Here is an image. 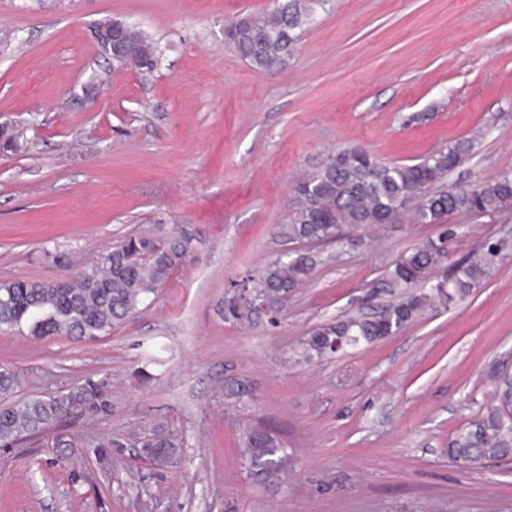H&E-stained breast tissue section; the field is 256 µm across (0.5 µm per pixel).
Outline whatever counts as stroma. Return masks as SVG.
Masks as SVG:
<instances>
[{"instance_id": "obj_1", "label": "stroma", "mask_w": 512, "mask_h": 512, "mask_svg": "<svg viewBox=\"0 0 512 512\" xmlns=\"http://www.w3.org/2000/svg\"><path fill=\"white\" fill-rule=\"evenodd\" d=\"M273 0H0V123L24 150L0 154V280L83 272L133 232L193 238L182 267L98 341L0 329V365L27 396L111 376L112 413H74L75 443L0 447V512H512V455L462 465L454 433L512 374V254L464 301L433 304L397 335L319 361L301 344L321 322L371 316L396 257L451 233L456 261L512 242V209L407 219L362 248L319 246L278 326L224 318L230 282L292 251L276 225L293 186L328 155L362 146L410 164L482 132L448 182L512 169V0H329L287 68L254 71L224 25ZM105 18L138 24L159 68H122L95 39ZM244 374L251 403L224 380ZM169 425L171 467L143 462L131 435ZM270 429L287 478L242 466L244 434ZM119 440L98 464L89 447ZM253 393V385L246 375L231 376L224 380V399L235 406L251 401Z\"/></svg>"}]
</instances>
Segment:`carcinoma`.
<instances>
[{"label":"carcinoma","instance_id":"obj_1","mask_svg":"<svg viewBox=\"0 0 512 512\" xmlns=\"http://www.w3.org/2000/svg\"><path fill=\"white\" fill-rule=\"evenodd\" d=\"M326 0H274L271 10L245 14L224 27V39L255 71L282 70L294 59L298 41ZM129 66L149 70L158 56L151 37L140 27L132 29ZM475 140L455 139L412 164L388 163L369 150L354 146L327 157L312 175L292 190L288 217L276 225L277 235L290 242L326 243L340 238L347 227L355 236L351 248L363 246L361 233L391 224L408 215L415 224H443L453 214L493 215L512 209V170L487 183L445 185L443 179L474 153ZM450 236L428 238L417 248L400 254L387 271V286L404 288L378 315L326 320L302 342L309 361L332 356L346 348L394 336L416 319L424 306L436 301L452 306L484 283L504 258L505 243L489 244L464 259L454 274L433 281L430 272L449 254ZM192 237L172 233L164 237H129L100 254L95 263L75 279L42 282L13 279L0 282V328L25 330L42 339L64 336L92 342L112 331L135 313L169 279L188 256ZM319 256L300 249L281 255L233 284L264 297L274 326L288 301V293L308 281ZM425 290L409 292L415 285ZM224 318L250 324L257 317L224 302ZM17 372L0 366V446L39 436L79 409L91 416L112 411V378L87 377L70 389L46 397L19 398ZM225 401L240 406L253 399V385L245 375L224 380ZM180 439L155 426L144 430L134 446L139 456L157 466L172 463ZM512 454V375L496 381L495 404L459 430L448 441V456L467 465ZM241 463L251 472L280 476L288 467V454L276 437L264 429L246 432Z\"/></svg>","mask_w":512,"mask_h":512}]
</instances>
